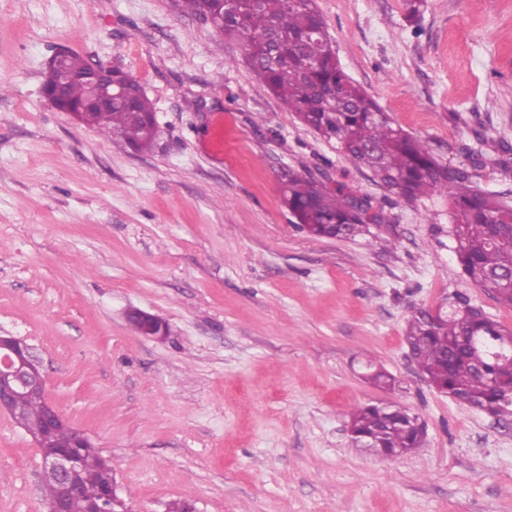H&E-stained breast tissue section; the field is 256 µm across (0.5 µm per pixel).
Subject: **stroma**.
Masks as SVG:
<instances>
[{"instance_id":"obj_1","label":"stroma","mask_w":512,"mask_h":512,"mask_svg":"<svg viewBox=\"0 0 512 512\" xmlns=\"http://www.w3.org/2000/svg\"><path fill=\"white\" fill-rule=\"evenodd\" d=\"M342 69L443 164L466 118L512 144V0H316ZM60 49L136 79L152 151L42 93ZM224 114L234 159L211 152ZM327 172L384 206L356 240L298 230L281 167ZM440 197L392 203L302 126L242 44L169 0H0V330L41 352L47 395L109 460L133 512H512V420L430 386L404 335L462 293L501 326L512 307L459 266ZM161 318L164 338L127 313ZM398 382L365 379L366 363ZM397 401L418 452L355 448L351 411ZM42 457L0 412V512H44Z\"/></svg>"}]
</instances>
